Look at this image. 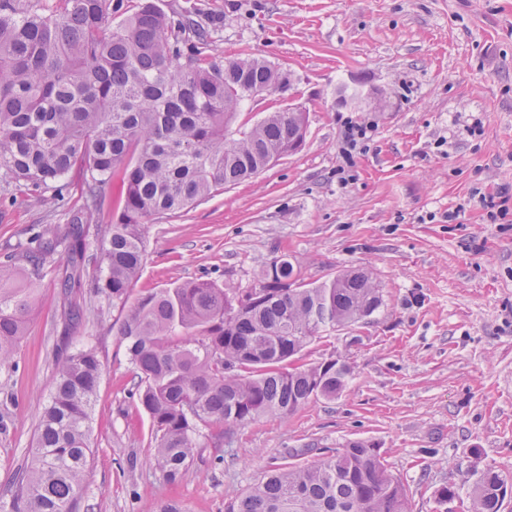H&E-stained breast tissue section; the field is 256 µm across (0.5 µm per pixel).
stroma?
<instances>
[{
    "mask_svg": "<svg viewBox=\"0 0 512 512\" xmlns=\"http://www.w3.org/2000/svg\"><path fill=\"white\" fill-rule=\"evenodd\" d=\"M166 13L204 9L214 48L290 71L308 111L305 142L249 181L148 224L132 297L185 280L246 290L274 258L322 283L369 268L383 304L370 320L320 333L302 358L346 357L342 395L285 418L239 426L232 442L201 427L184 482L149 464L152 427L131 395L127 343L111 301L85 273L64 317V250L44 259L35 310L11 368L0 370V512L26 464L50 394L57 347H96L102 373L90 461L75 512H226L284 456L361 439L380 448L412 512H445L456 485L466 512L477 476L512 473V0H155ZM382 95L379 109L336 104L340 85ZM372 140L343 154V122ZM79 202H37L0 177V256L38 246Z\"/></svg>",
    "mask_w": 512,
    "mask_h": 512,
    "instance_id": "1",
    "label": "stroma"
}]
</instances>
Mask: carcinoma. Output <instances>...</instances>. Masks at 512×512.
<instances>
[{
	"instance_id": "obj_1",
	"label": "carcinoma",
	"mask_w": 512,
	"mask_h": 512,
	"mask_svg": "<svg viewBox=\"0 0 512 512\" xmlns=\"http://www.w3.org/2000/svg\"><path fill=\"white\" fill-rule=\"evenodd\" d=\"M211 23L199 10L170 16L154 0H0V169L59 201L74 182L82 200L69 224L45 230L39 249L0 260V369L11 365L34 307L33 289L18 283L20 262L37 275L43 256L64 245L67 295L85 267L83 224L99 223L95 294L123 313L132 395L152 425V465L170 483L190 476L200 427L218 424L228 439L248 421L338 397L351 374L346 362H288L318 333L366 320L382 305L370 270L302 285L285 255L258 273L255 288L187 280L130 300L148 222L247 179L303 138L298 113L286 110L231 128L252 92L283 72L262 59L224 56L210 41ZM116 175L126 190L114 210L105 187ZM100 377L94 349L56 353L13 512H71ZM507 487L511 474L481 473L470 512H501ZM229 512L411 510L380 449L350 441L322 449L312 464L276 465Z\"/></svg>"
}]
</instances>
